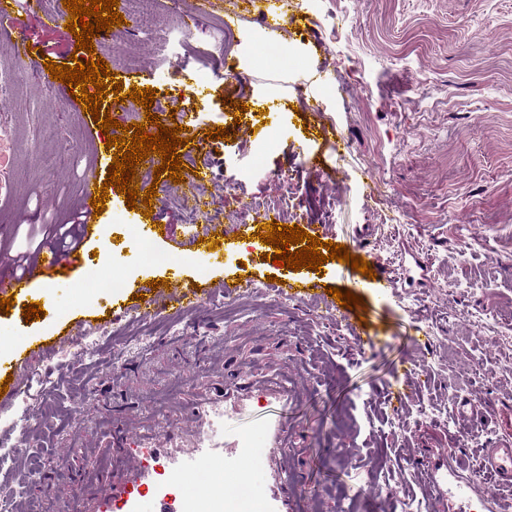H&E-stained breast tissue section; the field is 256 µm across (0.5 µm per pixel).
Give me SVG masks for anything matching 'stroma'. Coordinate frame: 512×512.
<instances>
[{
    "label": "stroma",
    "instance_id": "stroma-1",
    "mask_svg": "<svg viewBox=\"0 0 512 512\" xmlns=\"http://www.w3.org/2000/svg\"><path fill=\"white\" fill-rule=\"evenodd\" d=\"M190 2L146 0L147 27L124 21L113 26L111 46L94 48L121 55L124 90L150 87L168 97L176 81L200 90L192 139L177 153L211 152L214 185L224 191L218 206L230 212L253 196L276 197L273 175L285 171L301 188L300 227H323L325 241L377 275L404 258L428 265L385 290L361 287L362 273L345 262L301 269L361 298L347 323L333 297L319 305L280 299L271 280L288 270L266 261L246 300L220 299L179 321L164 311L127 327L105 321L111 296L78 307L74 287L117 271L131 297L177 267L183 284H216L257 251L229 224L231 250L221 265L194 256L181 213L156 196L151 220L169 225L170 236L152 247L172 264L155 265L134 238L142 214L110 191L112 208L82 268L42 287L43 316L25 320L19 303L0 313V335L11 343L0 352L6 363L63 327L100 332L93 350L68 344L18 372L30 386L23 408L40 422L22 452L24 468L35 472L19 483L27 512H65L69 482L92 464L84 438L130 415L152 422L153 397L180 376L204 370L221 387L234 383L240 366L273 363L308 386L288 414L301 512H437L419 460L512 436V424L477 430L454 422L451 406L470 397L512 414V0H287L282 41L293 63L286 67L255 64L267 48L259 15L266 0L250 8L215 0L234 34L227 53L236 79L212 74L208 32L187 43L176 31ZM62 6L40 0L33 10L17 0L16 26L0 29V245L13 255L36 247L30 226L73 224L81 184L106 150L63 83L45 84L7 51L23 37L53 63L88 61L70 32L44 23ZM321 74L345 85L346 95L319 93ZM238 115L250 131L235 125ZM323 126L343 133L349 149L334 151ZM220 127L227 139L210 138ZM357 328L374 341L359 355ZM141 335L143 347L134 342ZM63 448L65 469L55 465ZM19 484L0 467V497Z\"/></svg>",
    "mask_w": 512,
    "mask_h": 512
}]
</instances>
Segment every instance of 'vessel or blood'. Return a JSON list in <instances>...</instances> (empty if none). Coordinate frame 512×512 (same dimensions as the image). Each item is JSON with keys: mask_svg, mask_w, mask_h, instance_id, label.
Masks as SVG:
<instances>
[{"mask_svg": "<svg viewBox=\"0 0 512 512\" xmlns=\"http://www.w3.org/2000/svg\"><path fill=\"white\" fill-rule=\"evenodd\" d=\"M269 46H277L284 30V16L271 6L261 14ZM102 184L100 176L87 175L81 187L83 224L73 244L64 251L45 247L34 254L23 273L0 279V299L23 300L35 296L52 273L79 268L86 244L94 236L97 221L90 203ZM211 294L208 282L187 288L171 286L155 290L143 302L113 305L117 317L143 319L162 300L182 312L202 307ZM70 330L37 337L15 358L16 366L51 354L67 343ZM295 399V385L287 372L270 368L261 373L244 372L242 381L223 389L200 386L172 404L151 425L128 427L113 423L110 438L101 446L98 466L92 474L94 492L85 495L75 488L72 512H298L302 496L286 453L291 441L285 413ZM457 418L483 427L498 422L501 414L484 403L463 399L455 404ZM249 419L252 431L227 432V422ZM463 449L437 451L434 460L423 461L420 471L436 504L444 512H472L481 500L483 512H504L498 487L512 485V440L480 448L479 465L470 468ZM224 466V484L205 488V463ZM253 462L264 477L260 495L244 487L240 470Z\"/></svg>", "mask_w": 512, "mask_h": 512, "instance_id": "1", "label": "vessel or blood"}]
</instances>
